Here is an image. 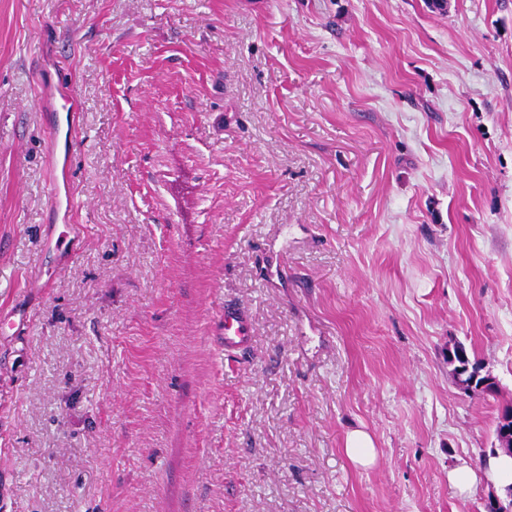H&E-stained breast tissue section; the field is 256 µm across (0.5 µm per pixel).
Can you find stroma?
Here are the masks:
<instances>
[{"instance_id": "obj_1", "label": "stroma", "mask_w": 512, "mask_h": 512, "mask_svg": "<svg viewBox=\"0 0 512 512\" xmlns=\"http://www.w3.org/2000/svg\"><path fill=\"white\" fill-rule=\"evenodd\" d=\"M70 92L60 256L35 97ZM0 317V512H484L512 0H0ZM57 235L46 239L45 249L47 251L73 253L78 243V236H75V229L79 224H63ZM251 327L244 308L224 303V354L235 356L251 343ZM450 357L454 365V368L452 370L453 378L456 385L460 389L464 390L470 384H474V382L482 375L481 371H477L476 373H474L471 366L466 362L467 359L462 357L460 354L457 356L458 361L452 352H450ZM481 381L482 378H479L477 380L473 394H484L485 392L491 391L489 387L488 391H485L484 389L478 390ZM345 453L352 463L363 468L374 465L378 458L372 437L362 429H354L347 433Z\"/></svg>"}]
</instances>
